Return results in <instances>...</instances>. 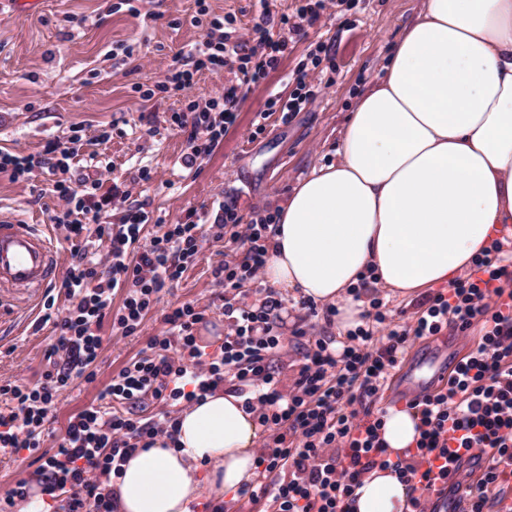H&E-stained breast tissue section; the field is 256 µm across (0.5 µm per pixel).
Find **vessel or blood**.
<instances>
[{
    "instance_id": "b4317fda",
    "label": "vessel or blood",
    "mask_w": 512,
    "mask_h": 512,
    "mask_svg": "<svg viewBox=\"0 0 512 512\" xmlns=\"http://www.w3.org/2000/svg\"><path fill=\"white\" fill-rule=\"evenodd\" d=\"M58 263L53 245L33 224H21L0 216V288L34 290L55 281ZM448 360L435 356L404 373L398 386L402 401L425 393L431 382L445 383Z\"/></svg>"
}]
</instances>
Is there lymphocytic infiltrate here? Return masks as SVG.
<instances>
[{"label":"lymphocytic infiltrate","instance_id":"f902f5d3","mask_svg":"<svg viewBox=\"0 0 512 512\" xmlns=\"http://www.w3.org/2000/svg\"><path fill=\"white\" fill-rule=\"evenodd\" d=\"M324 0H302L294 15L262 12L251 44L230 41L224 23L210 22L202 54L192 65L176 64L161 92L174 96L192 88L196 75L240 61V84L224 87L204 106L177 113L173 122L186 139L189 160L212 151L225 128L236 119L241 88L265 80L277 69L290 39L304 26L317 24ZM77 148L59 149L50 142L37 156L0 154V173L20 178L33 166L66 172ZM103 182H86L75 190L54 184L62 208L54 216L70 233L108 237L111 248L96 256L74 249L60 288L70 306L54 314L46 301L44 321L52 322L56 339L38 384L0 385V454L38 451L58 392L73 379L93 377L103 340L99 328L112 317L124 335L134 334L156 305L166 285L179 282L207 236L194 220L168 225L150 241L142 230L146 212L126 214L123 223L105 219L112 204ZM271 218L243 223L236 208L225 207L216 238L243 245L239 259L215 272L225 287L239 290L262 284L268 257ZM512 256L501 243L473 261L470 274L448 293L430 294L413 324L399 325L372 300L363 325L349 331L347 344L334 339L308 340L296 363L293 388H280L277 363L288 353V339L277 322L282 305L274 292L253 304L225 302L224 341L212 356L197 343L195 331L203 311L188 302L164 314L163 328L146 349L120 371L105 389L104 404H92L72 416L53 455L41 466L42 492L64 497V512H113L110 478L136 451L152 447L158 435L176 433V411L220 384L235 386L246 411L256 413L270 435L257 460L259 472L249 497L265 502L268 512H353L354 492L373 468L388 469L405 483L429 481L418 471L420 460L450 456L451 447L475 448L489 458L473 483L453 482L448 492L461 495L466 512H487L489 486L512 474ZM125 293L113 308L115 290ZM479 328L476 347L465 354L448 382L411 402L420 421L419 438L406 457L392 458L379 436L380 416L371 406L399 367L410 338L429 339L442 332L469 336ZM116 409H109V402Z\"/></svg>","mask_w":512,"mask_h":512}]
</instances>
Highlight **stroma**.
<instances>
[{
  "mask_svg": "<svg viewBox=\"0 0 512 512\" xmlns=\"http://www.w3.org/2000/svg\"><path fill=\"white\" fill-rule=\"evenodd\" d=\"M118 0H36L35 5L0 13V151L17 156L39 155L48 141L67 147L72 132L82 141L68 172L67 184L87 177L105 186L129 191L115 200L109 222L121 223L128 209L148 213L144 239L163 226L193 215L201 224L217 223L223 206H234L243 223L275 213L288 191L314 168L335 159L338 132L357 92L379 73L420 0H326L319 22L305 28L288 44L277 70L246 91L237 105L234 126L211 153L186 166L184 136L172 121L190 102H205L216 90L239 83L240 63L199 74L186 96L167 98L157 86L174 66L202 40L211 19L225 21L233 39L247 41L262 10L293 13L296 0H134L121 9ZM326 45L327 55L312 66L311 54ZM331 87H323V80ZM310 97L301 112L282 121L269 111L271 97L288 100L299 88ZM109 141H99L101 131ZM152 170L149 181L138 178ZM55 175L35 167L19 179L0 174V214L23 224H43L52 233L60 271H67L80 241L66 225L55 223L59 200ZM241 244L206 238L179 283L166 286L134 335H123L104 318L99 334L103 349L92 379L78 378L55 400L44 451L54 453L70 416L97 402L120 370L163 328L169 308L184 302L204 310L197 342L206 352H218L224 340V287L215 271L235 262ZM281 330L288 338V356L279 364L280 387L292 388L294 362L300 357L296 329L307 336L346 339L337 321L307 315L287 291H279ZM56 308L69 302L57 288L17 291L0 297V385L37 383L53 342L51 324L43 323L44 304ZM479 341L446 332L428 339H410L405 360L447 350L449 357L466 353ZM36 454L21 451L0 455V496L17 481L39 492Z\"/></svg>",
  "mask_w": 512,
  "mask_h": 512,
  "instance_id": "35a3bbf8",
  "label": "stroma"
}]
</instances>
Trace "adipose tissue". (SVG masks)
Masks as SVG:
<instances>
[{"label":"adipose tissue","mask_w":512,"mask_h":512,"mask_svg":"<svg viewBox=\"0 0 512 512\" xmlns=\"http://www.w3.org/2000/svg\"><path fill=\"white\" fill-rule=\"evenodd\" d=\"M340 130L337 158L299 180L269 238L266 280L337 305L360 323L350 290L374 270L403 299L452 286L494 241L512 237V0H422ZM419 420L388 408L392 454ZM264 427L216 389L179 417L175 441L137 452L109 485L115 512H192L201 495L234 497L256 475ZM354 512H409L391 470L361 478Z\"/></svg>","instance_id":"adipose-tissue-1"}]
</instances>
